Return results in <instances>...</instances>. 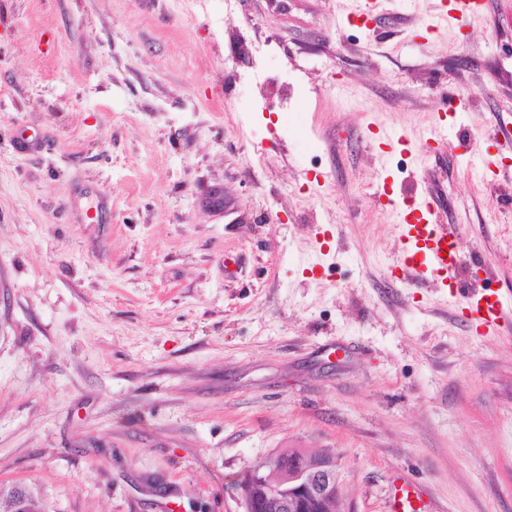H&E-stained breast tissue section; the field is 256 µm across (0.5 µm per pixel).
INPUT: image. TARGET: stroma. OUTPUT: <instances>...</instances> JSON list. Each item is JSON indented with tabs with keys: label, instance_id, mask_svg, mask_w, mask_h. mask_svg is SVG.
I'll return each instance as SVG.
<instances>
[{
	"label": "stroma",
	"instance_id": "obj_1",
	"mask_svg": "<svg viewBox=\"0 0 512 512\" xmlns=\"http://www.w3.org/2000/svg\"><path fill=\"white\" fill-rule=\"evenodd\" d=\"M0 0V485L48 512H237L327 448L341 512H512V0ZM261 64L268 79L253 81ZM288 75L281 94L275 82ZM471 153L426 145L446 108ZM406 135L381 153L368 134ZM428 194L472 297L391 275ZM485 0H441L438 19L464 25L469 19L484 13ZM504 310V300L499 296L493 295L482 296L470 307L475 320L487 329L493 327L498 322ZM483 313H486V316H483ZM415 501L420 502L419 493L409 485L396 486L390 499L389 512H418Z\"/></svg>",
	"mask_w": 512,
	"mask_h": 512
}]
</instances>
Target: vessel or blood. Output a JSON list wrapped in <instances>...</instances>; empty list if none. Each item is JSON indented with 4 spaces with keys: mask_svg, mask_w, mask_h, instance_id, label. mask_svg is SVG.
I'll use <instances>...</instances> for the list:
<instances>
[{
    "mask_svg": "<svg viewBox=\"0 0 512 512\" xmlns=\"http://www.w3.org/2000/svg\"><path fill=\"white\" fill-rule=\"evenodd\" d=\"M485 0H441L439 20L458 25L479 17ZM432 201L425 196L407 200L400 224V255L394 265L401 280L424 283L437 279L442 286H451L458 268L457 251L452 232L447 225L434 223ZM505 310L502 298L487 295L470 308L483 327H493ZM419 493L408 485L395 487L389 512H418Z\"/></svg>",
    "mask_w": 512,
    "mask_h": 512,
    "instance_id": "vessel-or-blood-1",
    "label": "vessel or blood"
}]
</instances>
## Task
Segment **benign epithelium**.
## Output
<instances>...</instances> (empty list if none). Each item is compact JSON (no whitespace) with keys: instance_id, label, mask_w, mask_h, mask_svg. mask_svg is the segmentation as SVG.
I'll return each instance as SVG.
<instances>
[{"instance_id":"7a95c632","label":"benign epithelium","mask_w":512,"mask_h":512,"mask_svg":"<svg viewBox=\"0 0 512 512\" xmlns=\"http://www.w3.org/2000/svg\"><path fill=\"white\" fill-rule=\"evenodd\" d=\"M342 474L326 450L290 449L256 465L238 485V512H338Z\"/></svg>"}]
</instances>
